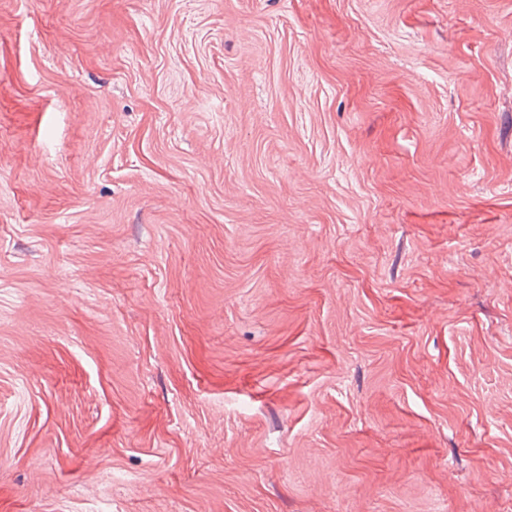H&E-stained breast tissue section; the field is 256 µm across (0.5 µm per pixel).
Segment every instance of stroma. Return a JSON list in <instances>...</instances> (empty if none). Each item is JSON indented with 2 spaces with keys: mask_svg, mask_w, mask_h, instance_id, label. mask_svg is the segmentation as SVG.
<instances>
[{
  "mask_svg": "<svg viewBox=\"0 0 512 512\" xmlns=\"http://www.w3.org/2000/svg\"><path fill=\"white\" fill-rule=\"evenodd\" d=\"M0 512H512V0H0Z\"/></svg>",
  "mask_w": 512,
  "mask_h": 512,
  "instance_id": "obj_1",
  "label": "stroma"
}]
</instances>
